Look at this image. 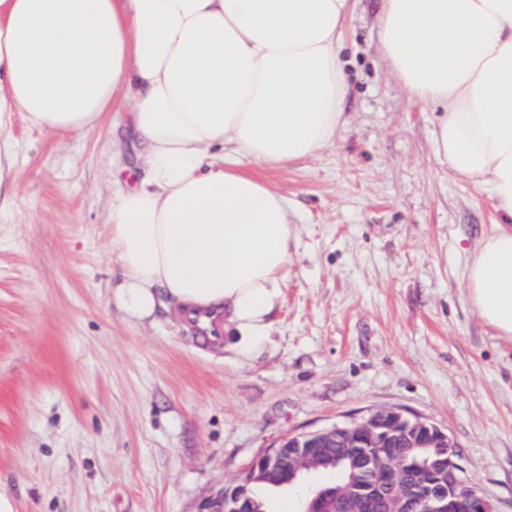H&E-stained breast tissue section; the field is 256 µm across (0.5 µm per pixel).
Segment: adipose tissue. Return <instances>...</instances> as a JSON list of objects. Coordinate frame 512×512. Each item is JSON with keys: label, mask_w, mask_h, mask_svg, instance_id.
Segmentation results:
<instances>
[{"label": "adipose tissue", "mask_w": 512, "mask_h": 512, "mask_svg": "<svg viewBox=\"0 0 512 512\" xmlns=\"http://www.w3.org/2000/svg\"><path fill=\"white\" fill-rule=\"evenodd\" d=\"M353 2L0 0V139L18 114L63 136L123 112L145 147L110 223L129 309L151 314L161 293L261 341L288 273V203L218 149L278 168L335 142ZM378 19L409 99L441 111L439 160L498 216L466 283L512 339V0H380Z\"/></svg>", "instance_id": "adipose-tissue-1"}]
</instances>
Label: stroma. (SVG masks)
<instances>
[{
  "label": "stroma",
  "instance_id": "stroma-1",
  "mask_svg": "<svg viewBox=\"0 0 512 512\" xmlns=\"http://www.w3.org/2000/svg\"><path fill=\"white\" fill-rule=\"evenodd\" d=\"M347 122L316 156L233 168L288 201V276L252 344L193 341L177 306L128 309L109 246L142 173L123 113L58 136L15 119L0 178V488L17 512H196L289 433L396 408L455 444L512 512V341L472 309L465 271L493 222L437 158L435 113L380 46L375 0L342 37Z\"/></svg>",
  "mask_w": 512,
  "mask_h": 512
}]
</instances>
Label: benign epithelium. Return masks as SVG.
Listing matches in <instances>:
<instances>
[{
	"mask_svg": "<svg viewBox=\"0 0 512 512\" xmlns=\"http://www.w3.org/2000/svg\"><path fill=\"white\" fill-rule=\"evenodd\" d=\"M427 451L421 489L412 493L395 487L393 509L378 507L374 487L359 480L367 467V449L385 448L390 482L407 467L403 448ZM448 432L430 420L408 417L393 408L376 409L357 421L300 433H290L260 453L237 481L200 502L197 512H265L252 489L259 484L275 488L294 485L298 474L310 467L334 469L350 464V503L357 512H496L491 500L471 486L451 453ZM286 460L299 465L283 468ZM331 489H312L300 499L297 512H331Z\"/></svg>",
	"mask_w": 512,
	"mask_h": 512,
	"instance_id": "obj_1",
	"label": "benign epithelium"
}]
</instances>
